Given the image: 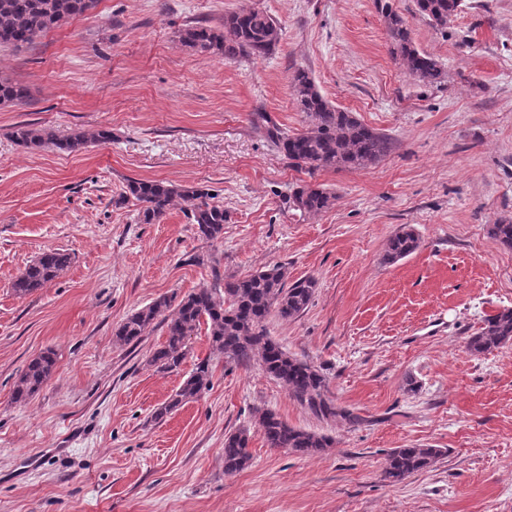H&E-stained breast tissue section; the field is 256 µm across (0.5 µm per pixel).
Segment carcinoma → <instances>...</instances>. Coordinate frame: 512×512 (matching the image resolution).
Here are the masks:
<instances>
[{
    "instance_id": "1",
    "label": "carcinoma",
    "mask_w": 512,
    "mask_h": 512,
    "mask_svg": "<svg viewBox=\"0 0 512 512\" xmlns=\"http://www.w3.org/2000/svg\"><path fill=\"white\" fill-rule=\"evenodd\" d=\"M98 0H0V46L15 49L32 44L41 34L66 20L92 12ZM421 15L444 27L464 6V0H416ZM386 28L392 53L408 71L425 84H440L445 72L432 57L413 44L403 19L386 11ZM282 30L263 11L242 7L224 15L219 28L189 26L181 33V42L198 54L216 51L224 59L267 57L281 40ZM298 109L303 112V130H288L273 122L266 114L257 116L264 122L265 136L275 148L297 167L317 169L362 170L383 160L391 151L390 138L361 121L355 113L332 105L318 90L310 74L299 69L291 81ZM28 97L26 86L0 76V104H20ZM15 141L28 149L46 144L73 153L88 144V137L76 133L58 139L48 129L20 126ZM125 195L141 204L138 221L155 224L168 213L174 202L186 204L191 223L198 235L217 240L224 235V206L213 202V194L203 188H183L157 180H131ZM334 196L326 189L305 187L293 195V204L304 214H318L331 205ZM492 242L512 250V221L493 224L488 229ZM420 246L414 230L402 228L387 243L384 261L394 263L410 256ZM72 254L64 249H49L27 265L12 283L19 297H26L59 277L72 264ZM284 267L274 265L244 277L226 276L212 286L200 288L182 297L164 294L130 314L115 330L120 344L139 342L156 324L165 326L166 339L155 348L149 364L165 372L180 367L189 351V341L200 326L207 325L213 352L224 356V362L248 365L256 362L261 369L279 381L288 394L323 419H340L349 425L362 418L350 409L337 406L327 396L326 376L322 369L285 351L266 331L264 322L271 312L284 320L300 316L310 304L317 281L312 277L287 283ZM512 343V309L505 308L488 316L478 332L466 341V351L474 356L493 352ZM57 358L47 350L32 359L19 374L12 398L26 402L33 398L56 372ZM210 359L194 364L189 375L169 400L157 408L153 418L161 421L184 404L197 399L211 383ZM255 426L271 448H286L301 457H314L332 447L333 440L288 424L272 410L258 412ZM250 429L242 428L224 437V472L234 474L251 464ZM445 454L432 446L394 448L386 456L382 477L400 483L409 476L431 468Z\"/></svg>"
}]
</instances>
